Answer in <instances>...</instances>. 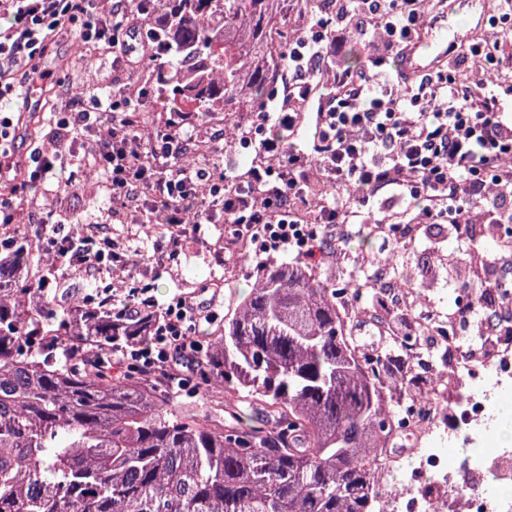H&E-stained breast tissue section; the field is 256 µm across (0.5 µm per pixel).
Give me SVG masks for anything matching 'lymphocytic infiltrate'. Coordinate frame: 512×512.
I'll list each match as a JSON object with an SVG mask.
<instances>
[{
  "mask_svg": "<svg viewBox=\"0 0 512 512\" xmlns=\"http://www.w3.org/2000/svg\"><path fill=\"white\" fill-rule=\"evenodd\" d=\"M428 0H339L334 17H323L288 49V99L262 106L246 136L266 158L245 184L213 168L176 167L194 138L183 127L139 142L123 91L86 101L72 99L52 121L54 147L29 149L17 158L15 123L35 79H49L39 60L49 46L77 31L84 52L107 47L116 70L140 67L154 47L136 41L137 23L126 0L103 10L97 0H0V224L15 220L16 201L51 184L71 186L76 172L59 161L70 139L107 127L93 141L94 170L103 174L112 200L140 213L160 212L167 224L214 223L234 216L236 230L261 240V253L292 251L318 261L332 243V224H366L373 203L417 211L423 224H450L469 233V207L506 232L512 224V113L504 97L512 86L468 81L466 70H490L501 60V42L451 46L446 63L416 78L384 83L377 71L419 42L436 16ZM374 23L369 65L359 72L333 60L341 37L335 22ZM325 195L312 193L314 183ZM42 229L44 250L68 266L97 268L107 255L97 237L61 236L51 214L31 213ZM94 303L119 318L148 322L147 335L112 353L127 370L162 385H184L196 363L194 335L205 314L192 297L159 305L151 289H97Z\"/></svg>",
  "mask_w": 512,
  "mask_h": 512,
  "instance_id": "f902f5d3",
  "label": "lymphocytic infiltrate"
}]
</instances>
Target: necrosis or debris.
Segmentation results:
<instances>
[{"instance_id":"necrosis-or-debris-1","label":"necrosis or debris","mask_w":512,"mask_h":512,"mask_svg":"<svg viewBox=\"0 0 512 512\" xmlns=\"http://www.w3.org/2000/svg\"><path fill=\"white\" fill-rule=\"evenodd\" d=\"M491 328L468 324L436 338L448 350L449 396L439 389L390 406L385 453L379 458L385 480L403 476L387 504L389 512H504L512 504V455L490 447L497 434L488 419L494 392L512 384V343L492 342ZM455 415L453 435L438 424L442 404ZM459 445L460 459L478 460L485 482L462 487L460 460L450 459L438 440Z\"/></svg>"}]
</instances>
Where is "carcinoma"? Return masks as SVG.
<instances>
[{
	"instance_id": "obj_1",
	"label": "carcinoma",
	"mask_w": 512,
	"mask_h": 512,
	"mask_svg": "<svg viewBox=\"0 0 512 512\" xmlns=\"http://www.w3.org/2000/svg\"><path fill=\"white\" fill-rule=\"evenodd\" d=\"M161 13L164 47L146 70L166 124L218 112L246 122L284 65L273 28L285 0H130ZM0 260V512H387L371 473L393 390L418 392L396 360L358 356L321 265L267 262L198 360L204 396L229 409L213 423L175 407L169 388L103 351L140 333L112 311L56 287L55 266L29 265L25 224ZM499 239L473 232L469 274L490 273ZM497 285L471 291L489 312ZM263 367L257 373V366Z\"/></svg>"
}]
</instances>
